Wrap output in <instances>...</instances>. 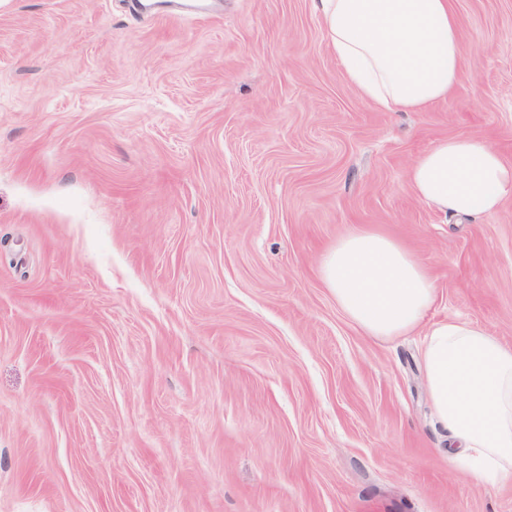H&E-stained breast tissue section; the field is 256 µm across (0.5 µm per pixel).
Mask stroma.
Instances as JSON below:
<instances>
[{
    "label": "stroma",
    "mask_w": 512,
    "mask_h": 512,
    "mask_svg": "<svg viewBox=\"0 0 512 512\" xmlns=\"http://www.w3.org/2000/svg\"><path fill=\"white\" fill-rule=\"evenodd\" d=\"M424 112L347 82L313 0H0V512H512L451 458L424 330L323 285L371 224L425 321L512 345V200L443 216L408 172L459 134L512 160V0H455ZM319 273L339 307L370 336L413 332L436 299L420 258L370 227L337 237L324 251Z\"/></svg>",
    "instance_id": "1"
}]
</instances>
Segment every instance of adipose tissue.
I'll use <instances>...</instances> for the list:
<instances>
[{
  "label": "adipose tissue",
  "mask_w": 512,
  "mask_h": 512,
  "mask_svg": "<svg viewBox=\"0 0 512 512\" xmlns=\"http://www.w3.org/2000/svg\"><path fill=\"white\" fill-rule=\"evenodd\" d=\"M336 59L358 95L388 112L446 98L462 74L454 0H316ZM416 197L436 211L477 219L512 197V162L469 136L438 140L412 165ZM320 277L368 335L417 329L436 299L420 258L404 244L355 227L324 252ZM423 368L432 411L453 455L483 481L512 485V347L459 318L432 324Z\"/></svg>",
  "instance_id": "1"
}]
</instances>
